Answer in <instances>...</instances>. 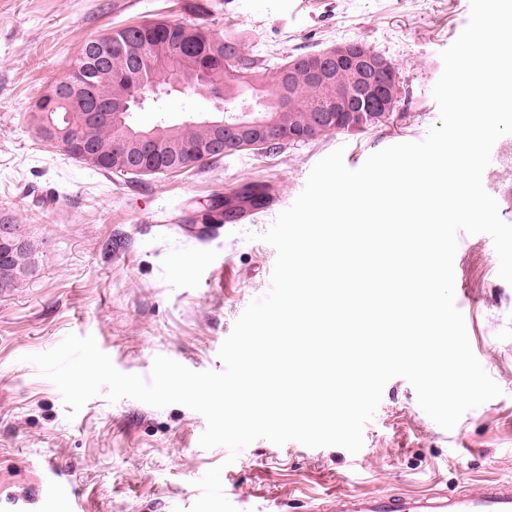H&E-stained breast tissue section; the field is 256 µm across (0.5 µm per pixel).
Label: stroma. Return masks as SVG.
I'll use <instances>...</instances> for the list:
<instances>
[{
  "label": "stroma",
  "mask_w": 512,
  "mask_h": 512,
  "mask_svg": "<svg viewBox=\"0 0 512 512\" xmlns=\"http://www.w3.org/2000/svg\"><path fill=\"white\" fill-rule=\"evenodd\" d=\"M0 0V215L39 246L37 275L0 293V512H52L54 473L85 512H188L200 495L187 474L222 466L237 512H316L346 494L451 493L512 483V285L498 276L488 235L459 232L455 300L471 348L502 394L445 430L404 378L385 386L358 453L278 446L260 438L230 459L203 449L205 418L179 404L89 400L69 417L57 387L25 362L68 334L93 336L121 372L150 377L162 355L219 371V350L249 303L266 293L276 251L259 241L303 191L313 166L343 149L349 169L385 147L425 139L439 119L441 53L465 29L470 0ZM155 18L201 21L234 35L270 66L360 41L392 61L400 93L390 119L266 153L247 150L188 173L99 171L42 142L28 116L63 80L83 44ZM274 189L245 218L202 231L194 217L214 193L248 182ZM483 186L512 224V134L499 138Z\"/></svg>",
  "instance_id": "35a3bbf8"
}]
</instances>
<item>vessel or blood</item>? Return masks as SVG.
Listing matches in <instances>:
<instances>
[{
  "label": "vessel or blood",
  "mask_w": 512,
  "mask_h": 512,
  "mask_svg": "<svg viewBox=\"0 0 512 512\" xmlns=\"http://www.w3.org/2000/svg\"><path fill=\"white\" fill-rule=\"evenodd\" d=\"M335 512H512V484L490 483L453 494L345 495Z\"/></svg>",
  "instance_id": "vessel-or-blood-1"
}]
</instances>
